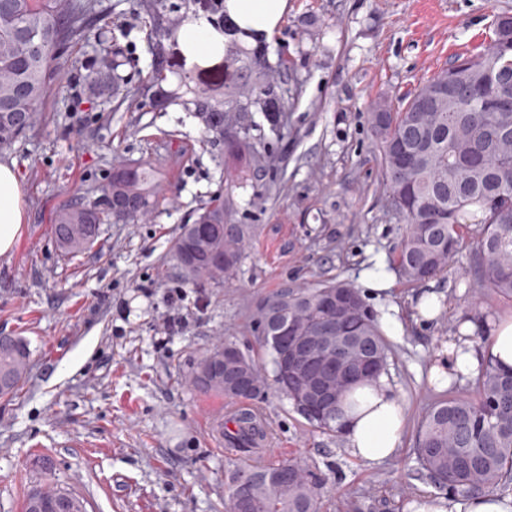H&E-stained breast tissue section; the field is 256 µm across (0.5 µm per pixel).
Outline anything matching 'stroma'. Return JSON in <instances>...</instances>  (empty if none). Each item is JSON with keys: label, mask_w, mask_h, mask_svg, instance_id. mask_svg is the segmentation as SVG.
Returning a JSON list of instances; mask_svg holds the SVG:
<instances>
[{"label": "stroma", "mask_w": 512, "mask_h": 512, "mask_svg": "<svg viewBox=\"0 0 512 512\" xmlns=\"http://www.w3.org/2000/svg\"><path fill=\"white\" fill-rule=\"evenodd\" d=\"M91 3L90 28L51 62L33 125L0 149L16 163L26 206L18 244L0 256V335L23 337L30 350L25 381L0 398V512H22L28 491L45 483L82 495L87 512H221L228 459L211 423L231 403L185 386L184 372L224 340L258 355L250 315L277 288L333 278L359 287L372 258L393 264L406 224L386 204L372 107L401 106L454 56L481 51L512 0H289L262 44L285 119L272 127L255 103L242 113L264 160L230 191L224 146L207 135L178 75L195 71L213 102L254 75L220 56L186 55L179 37L159 40L139 0ZM106 56L120 79L97 89L91 78ZM159 65L166 79L157 84ZM121 164L154 168L165 201L138 223L101 225L90 251L65 255L56 212L75 200L102 203ZM227 192L236 222L257 231L232 279L190 284L173 244L182 224ZM476 234L468 225L447 273L417 286L394 278L390 295L368 302L376 312L398 306L404 324L387 338L386 381L408 414L394 457L351 458L275 390L249 400L271 431L268 459L299 457L325 477L321 512H407L438 494L414 454L424 416L446 396L429 368L465 321L512 316V300L476 284ZM429 291L443 312L414 323ZM167 319L177 329L164 332ZM38 455L50 470L33 467Z\"/></svg>", "instance_id": "1"}]
</instances>
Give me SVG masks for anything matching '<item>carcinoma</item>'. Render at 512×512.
Masks as SVG:
<instances>
[{"mask_svg":"<svg viewBox=\"0 0 512 512\" xmlns=\"http://www.w3.org/2000/svg\"><path fill=\"white\" fill-rule=\"evenodd\" d=\"M158 36L169 34L165 18L168 0H146ZM91 0H0V148L11 146L30 128L44 100L50 76L49 61L60 47L86 27ZM246 69L257 76V103L271 125L278 127L284 102L267 82L264 55L237 47ZM462 64L464 84H489L491 97H512V56L496 41L479 53L459 57L427 80L396 109L383 100L371 112L372 133L380 151L387 205L407 224L397 266L402 279L421 284L447 270L458 252L465 226L479 225L473 251V271L480 287L512 299V112H496L484 99L462 96L443 100L430 110L412 111L414 99L448 82V71ZM206 132L224 143L226 180L248 181L260 153L249 129L241 124L242 101L224 105L196 100ZM160 202L155 171L149 166L123 165L112 171L104 207L74 202L54 219L56 244L76 255L95 243L100 225L133 223ZM252 224H237L233 203L216 197L202 208L193 223L184 224L174 244V258L185 280L220 284L231 279L244 257ZM342 289L353 296L341 318L325 309L330 294ZM290 324L306 344L322 357L341 351L358 363L377 361L369 384L387 371L389 348L381 326L358 289L345 282L311 288H279L252 310L251 323L261 349L272 366L288 350L277 339L276 321ZM201 355L184 374V384L231 401L253 399L270 388L284 395L278 378L268 379L254 356L237 350L239 360L225 370L224 346ZM29 350L20 336H0V397H7L25 380ZM244 377L252 384L244 394L228 384L227 376ZM476 396L450 395L435 402L422 420L414 454L421 473L450 495L479 496L505 490L512 484V375L493 359L482 364L475 379ZM230 431L214 421L212 432L228 453L238 456L264 437V430L244 417ZM291 477L284 480L281 471ZM252 477L247 512H319L322 483L298 459L234 465L224 471V512H235L232 485ZM69 497L67 512H86L84 498L58 486H40L25 498L23 512H40V497Z\"/></svg>","mask_w":512,"mask_h":512,"instance_id":"1","label":"carcinoma"}]
</instances>
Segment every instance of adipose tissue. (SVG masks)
Segmentation results:
<instances>
[{
	"instance_id": "ef3b65f1",
	"label": "adipose tissue",
	"mask_w": 512,
	"mask_h": 512,
	"mask_svg": "<svg viewBox=\"0 0 512 512\" xmlns=\"http://www.w3.org/2000/svg\"><path fill=\"white\" fill-rule=\"evenodd\" d=\"M288 12V0H224L225 33H218L205 18L187 23L180 32L184 51L199 59L223 56L231 43L258 45L270 39ZM24 194L13 163L0 161V256L12 252L23 234ZM465 339L448 344L439 364L431 369L432 379L451 382L479 373L481 361L470 337L480 327L466 322ZM355 403L340 420L341 437L347 453L368 464L392 457L401 444L406 411L403 402L385 382L358 389ZM409 512H512V496L489 491L477 498L445 495L414 500Z\"/></svg>"
}]
</instances>
